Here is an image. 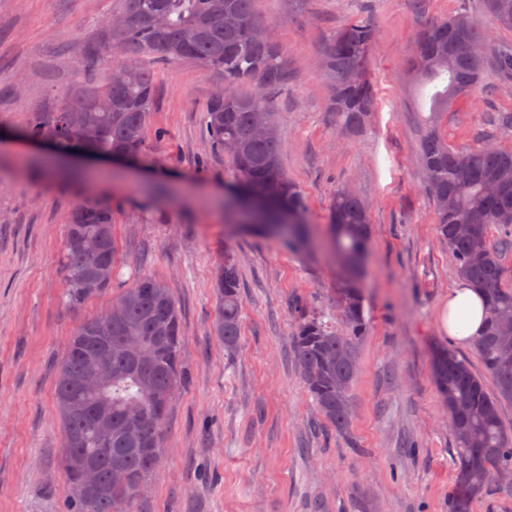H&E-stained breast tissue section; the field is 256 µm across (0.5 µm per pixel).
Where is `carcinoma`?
I'll return each mask as SVG.
<instances>
[{"label":"carcinoma","instance_id":"carcinoma-1","mask_svg":"<svg viewBox=\"0 0 512 512\" xmlns=\"http://www.w3.org/2000/svg\"><path fill=\"white\" fill-rule=\"evenodd\" d=\"M122 22L109 23L112 42L90 56L107 68L103 84L88 85L62 100L58 110L39 112L23 139L49 140L57 148L80 145L93 155L137 157L154 100V74L137 64L150 57L163 64L189 57L224 73V91L205 110L212 144L228 153L236 166L234 193L270 201V211L247 213L248 222L264 225L278 215L288 223L271 230L288 247L306 239L307 204L280 165V143L267 90L288 85L290 71L283 51L269 36L253 9V0H125ZM489 20L512 29V0H484ZM164 16L157 28L152 19ZM238 23L227 25L224 16ZM483 23L466 12L442 19L420 32L411 69L423 83L444 78L425 119L420 142L425 188L436 224L448 242L459 277L483 293L486 329L476 342L497 393L488 395L468 362L446 346L432 356L431 379L448 408L456 443L454 482L448 512H473L478 495L501 468H512V436L504 430L500 403L512 401V330L499 331V316L512 312V150L497 147L459 149L437 128L440 114L456 99L484 84L486 59L473 52L483 45ZM376 29L354 16L329 39L321 70L330 88V110L349 131L362 129L370 117L373 93L366 63ZM502 82L512 81V45L496 55ZM248 85L247 94L238 87ZM266 116L258 127L253 117ZM500 230L494 238L491 226ZM329 230L337 252L354 268L338 290L343 326L324 321L325 312L298 311L294 364L321 420L345 434L351 420L350 389L358 369L357 343L366 335L362 293L357 281L370 243V221L363 200L347 187L336 190ZM99 242L95 253L84 241ZM62 273L65 303L75 306L112 286L118 277L112 238V206L86 200L68 218ZM218 314L215 334L224 350L239 347L240 274L237 261L224 257L216 281ZM122 318L112 311L88 317L72 337L57 369L56 406L64 432V465L71 484L69 512H132L140 488L163 463L162 442L170 403L182 386L179 350L183 334L176 302L159 279L142 275L112 297ZM136 343L143 357L129 354ZM110 354L111 371L94 370L92 358ZM122 469L126 482H110Z\"/></svg>","mask_w":512,"mask_h":512}]
</instances>
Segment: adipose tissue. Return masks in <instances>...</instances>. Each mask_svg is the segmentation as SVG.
Instances as JSON below:
<instances>
[{"label":"adipose tissue","mask_w":512,"mask_h":512,"mask_svg":"<svg viewBox=\"0 0 512 512\" xmlns=\"http://www.w3.org/2000/svg\"><path fill=\"white\" fill-rule=\"evenodd\" d=\"M485 312L482 293L470 282L458 281L449 289L441 306L440 329L458 342L472 343L484 330Z\"/></svg>","instance_id":"adipose-tissue-1"}]
</instances>
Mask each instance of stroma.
Returning a JSON list of instances; mask_svg holds the SVG:
<instances>
[{
	"label": "stroma",
	"mask_w": 512,
	"mask_h": 512,
	"mask_svg": "<svg viewBox=\"0 0 512 512\" xmlns=\"http://www.w3.org/2000/svg\"><path fill=\"white\" fill-rule=\"evenodd\" d=\"M123 0H0V512H67L57 365L77 326L114 292L149 274L180 313L185 381L166 416L164 463L134 512H448L455 439L430 379L433 344L452 345L496 382L474 346L452 344L438 312L457 281L422 180L423 120L443 81L421 84L410 68L422 29L483 0H254L286 51L291 78L269 92L281 164L308 206L311 244L296 251L241 229L227 193L236 172L216 150L205 108L221 72L191 58L145 66L156 74L146 147L128 165L66 150L76 166L112 171L106 182L50 181L32 158L53 156L20 134L77 83L101 80L83 64L107 37ZM363 12L378 38L367 65L373 111L359 132L329 109L320 69L328 40ZM512 111V84L461 97L441 118L449 144L512 149V128L487 121ZM351 186L370 215L365 276L368 332L357 345L346 436L319 422L293 362L296 307L325 310L333 325L339 259L328 235L337 188ZM112 204L121 277L111 290L69 306L61 249L78 203ZM239 262L241 339L235 356L215 336L214 277L225 255Z\"/></svg>",
	"instance_id": "35a3bbf8"
}]
</instances>
